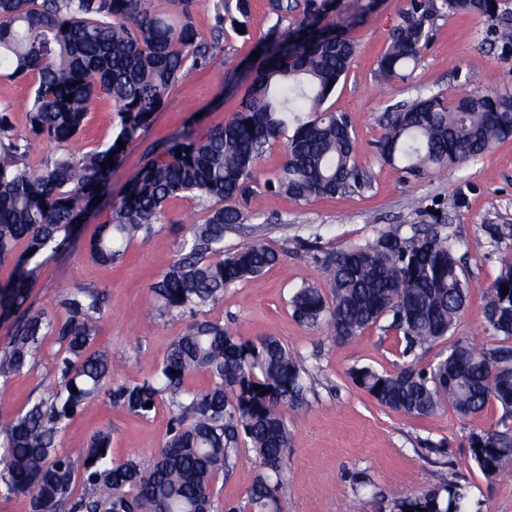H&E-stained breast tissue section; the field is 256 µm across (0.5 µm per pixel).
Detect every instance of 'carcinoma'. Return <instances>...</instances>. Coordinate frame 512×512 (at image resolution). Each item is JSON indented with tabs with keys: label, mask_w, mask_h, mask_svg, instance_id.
I'll return each mask as SVG.
<instances>
[{
	"label": "carcinoma",
	"mask_w": 512,
	"mask_h": 512,
	"mask_svg": "<svg viewBox=\"0 0 512 512\" xmlns=\"http://www.w3.org/2000/svg\"><path fill=\"white\" fill-rule=\"evenodd\" d=\"M504 0H410L399 14L378 63L385 82L411 78L435 22L450 15H480L491 22L502 58L512 59V11ZM199 0H0V77L33 82L26 134L15 132L10 107H0V323L11 336L0 350V378L30 369L54 337V379L31 394L15 418L0 426V498L29 497L30 512H216L214 486L233 473L240 450L259 462L246 500L227 512H282L290 445L283 407L307 403L305 361L274 336L244 341L224 323L198 318L224 289L261 276L280 252L260 236L224 253V235L238 231L258 190L295 201L351 195L370 178L356 161L354 130L344 112L324 103L345 77L357 41L353 32L379 7L366 0L355 23L325 21L339 0H270L275 16L260 38L261 65L245 91L242 109L202 134L186 126L152 150L130 175L111 219L89 241L101 264L120 259L127 245L148 237L163 221L165 202L190 196L206 215L189 225L178 258L150 287L161 315L194 317L169 345L161 364L139 381L116 378L112 352L97 344L106 317L104 294L76 288L59 296V312L28 304L41 267L66 252L91 201L109 186L113 161L150 127L170 90L188 73L212 66L228 21L247 29L250 0H213L214 35L203 38L193 15ZM72 95V100L64 99ZM117 106L115 131L80 159L49 157L33 168L29 157L43 142L63 144L85 126L95 101ZM286 159L260 183L256 168L288 129ZM376 147L380 159L421 178L473 163L512 139V91L486 89L453 100L420 96L384 117ZM438 206H419L411 232H379L363 244L324 257L330 290L297 289L289 300L300 322L324 324L346 341L375 326L394 331L403 354L445 339L468 307L473 284L457 256ZM508 285V293L501 285ZM482 347L455 343L426 369L397 373L353 370L354 383L397 412L429 416L444 406L462 417L490 403L502 409L501 430L474 431L469 452L482 474H512V261L482 290ZM204 373L211 385L187 380ZM259 385L261 389L254 390ZM108 400L145 417L165 407L166 440L147 459L114 461L112 431L96 430L74 458L56 448L67 422L89 404ZM152 402L147 408L145 404ZM94 462H89V459ZM460 487L448 482L391 499L392 512H464Z\"/></svg>",
	"instance_id": "obj_1"
}]
</instances>
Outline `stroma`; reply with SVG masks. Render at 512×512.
Returning a JSON list of instances; mask_svg holds the SVG:
<instances>
[{"mask_svg": "<svg viewBox=\"0 0 512 512\" xmlns=\"http://www.w3.org/2000/svg\"><path fill=\"white\" fill-rule=\"evenodd\" d=\"M405 6L406 0H383L355 31L357 50L349 71L326 102L330 109L350 115L356 159L371 178L370 188L309 202L267 192L254 196L246 227L263 234L281 252V260L262 276L226 288L223 299L206 312L207 318L221 321L242 339L271 335L305 360L308 404L286 414L291 440L284 512H391L394 492L414 494L448 481L461 486L468 512H512V477L488 480L468 449L471 432L497 428L499 406L489 405L475 417H459L449 407L429 417H414L380 406L350 377L351 370L362 367L395 373L410 364L428 366L450 340L415 358L403 356L404 345L396 333L374 327L340 343L327 327L299 323L288 304L298 288L322 286L319 261L325 254L372 239L383 229L416 223L409 206L413 198L447 208L448 230L456 237L459 252L466 254V274L475 283L489 285L504 259L512 257V237L494 243L482 231L486 224L512 225V141L477 162L409 180L376 153L375 144L384 132L379 118L396 105L421 95L451 99L484 89L512 90V61L501 59L492 46L489 21L479 16L438 20L412 79L380 83L378 60ZM273 20L269 0H252L249 36L225 28L221 61L175 85L145 136L113 167L110 193L81 225L70 250L44 265L32 291L34 307L48 312L55 311L58 296L68 290L104 291L108 316L100 324L98 343L121 360L123 379L139 380L159 365L171 341L190 323L189 317H163L153 310L150 286L176 259L189 222L202 219L205 211L191 197L169 200L158 230L130 243L123 258L108 266L90 261L85 246L109 220L128 175L143 165L156 142L190 122L196 132H205L239 110L250 83L241 63L251 57ZM116 110L110 99L97 100L80 135L61 149L42 143L30 164L38 165L60 150L79 158L105 144L115 127ZM463 183L470 186L469 206L452 210V195ZM56 348L54 339H47L30 371L0 381V422L17 416L29 394L48 377ZM167 421L162 407L141 418L98 401L69 422L57 446L61 452L76 453L86 447L93 431L108 427L114 459L143 458L161 448ZM436 445L446 448L445 456L433 453ZM257 467L254 453L242 449L230 478L215 486L220 502L243 501ZM360 477L365 480L361 486L356 483Z\"/></svg>", "mask_w": 512, "mask_h": 512, "instance_id": "stroma-1", "label": "stroma"}]
</instances>
